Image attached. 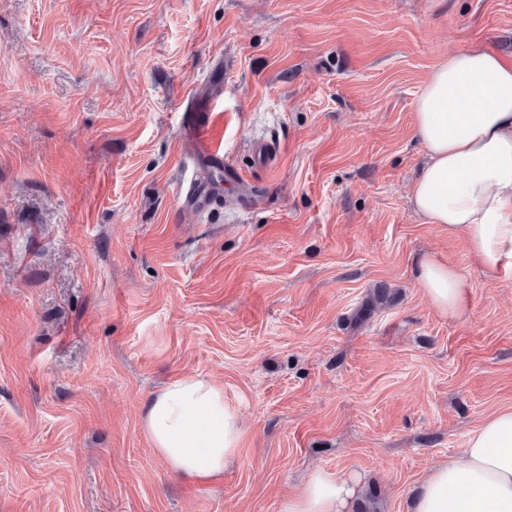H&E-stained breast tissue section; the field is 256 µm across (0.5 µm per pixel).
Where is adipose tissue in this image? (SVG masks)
<instances>
[{
  "instance_id": "adipose-tissue-1",
  "label": "adipose tissue",
  "mask_w": 512,
  "mask_h": 512,
  "mask_svg": "<svg viewBox=\"0 0 512 512\" xmlns=\"http://www.w3.org/2000/svg\"><path fill=\"white\" fill-rule=\"evenodd\" d=\"M413 121L425 151L410 191L414 211L448 235H463L489 279L511 278L512 62L481 46L449 55L427 77ZM416 278L438 312L466 313L465 278L455 265L425 253ZM142 428L155 453L192 484L222 477L242 446L237 408L223 384L203 375L159 389ZM356 491L319 469L301 493L285 498L282 512H345ZM413 512H512V406L483 418L462 461L427 473Z\"/></svg>"
}]
</instances>
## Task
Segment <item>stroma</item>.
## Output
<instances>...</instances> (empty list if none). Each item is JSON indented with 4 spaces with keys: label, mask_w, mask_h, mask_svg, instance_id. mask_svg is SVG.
Returning <instances> with one entry per match:
<instances>
[{
    "label": "stroma",
    "mask_w": 512,
    "mask_h": 512,
    "mask_svg": "<svg viewBox=\"0 0 512 512\" xmlns=\"http://www.w3.org/2000/svg\"><path fill=\"white\" fill-rule=\"evenodd\" d=\"M473 44L512 60V0H0V512H281L316 469L410 512L512 406V279L409 198L416 99ZM213 94L245 179L198 212L181 111ZM425 252L464 317L417 284ZM192 374L243 428L203 485L142 429ZM416 278L433 307L442 314L461 317L467 309L465 278L453 264L424 253L416 260Z\"/></svg>",
    "instance_id": "obj_1"
}]
</instances>
